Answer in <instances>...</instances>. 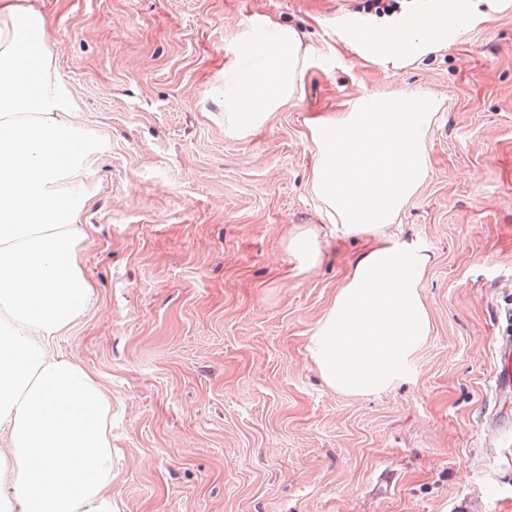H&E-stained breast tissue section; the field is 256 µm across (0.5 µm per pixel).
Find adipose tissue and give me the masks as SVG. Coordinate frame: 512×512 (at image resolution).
<instances>
[{"instance_id":"obj_1","label":"adipose tissue","mask_w":512,"mask_h":512,"mask_svg":"<svg viewBox=\"0 0 512 512\" xmlns=\"http://www.w3.org/2000/svg\"><path fill=\"white\" fill-rule=\"evenodd\" d=\"M448 24L441 12H414L401 25L367 28L364 42L396 65L443 42ZM43 26L33 7L0 6V512H112V401L90 370L49 350L83 318L93 288L70 191L82 148L21 64ZM231 47L257 62L216 99L225 133L244 139L298 95L305 55L286 25L239 33ZM434 116L429 98L371 94L310 128L312 195L334 228L374 241L310 338L332 390L387 388L432 332L420 291L430 257L386 229L429 172ZM287 250L297 272L310 271L321 257L319 229L296 227Z\"/></svg>"}]
</instances>
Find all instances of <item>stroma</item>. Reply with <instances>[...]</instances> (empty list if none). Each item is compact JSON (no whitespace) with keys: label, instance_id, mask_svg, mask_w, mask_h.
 Returning a JSON list of instances; mask_svg holds the SVG:
<instances>
[{"label":"stroma","instance_id":"obj_1","mask_svg":"<svg viewBox=\"0 0 512 512\" xmlns=\"http://www.w3.org/2000/svg\"><path fill=\"white\" fill-rule=\"evenodd\" d=\"M45 20L46 82L86 151L83 267L95 293L54 352L112 400L113 512H490L512 432L487 429L498 319L512 303V0H458L444 43L360 58L332 14L390 24L435 0H16ZM292 27L301 94L246 140L215 99L248 20ZM378 94L429 96L430 172L393 231L428 252L433 321L393 387L346 395L309 339L367 248L333 234L294 274L315 120Z\"/></svg>","mask_w":512,"mask_h":512}]
</instances>
